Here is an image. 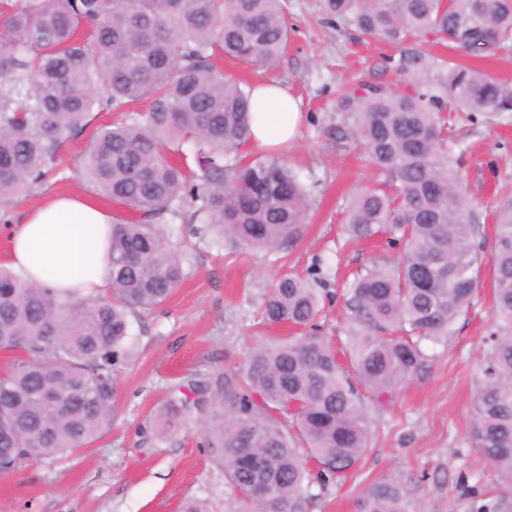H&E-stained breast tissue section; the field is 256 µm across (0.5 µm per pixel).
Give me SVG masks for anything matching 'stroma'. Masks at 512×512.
<instances>
[{"instance_id": "1", "label": "stroma", "mask_w": 512, "mask_h": 512, "mask_svg": "<svg viewBox=\"0 0 512 512\" xmlns=\"http://www.w3.org/2000/svg\"><path fill=\"white\" fill-rule=\"evenodd\" d=\"M289 8L291 46L275 67L247 69L224 59L217 65L228 78L250 86L273 82L298 99L304 120L279 154L315 188L310 224L275 255L228 242L218 247L192 235L190 225L175 224L187 278L166 304L131 325L142 353L120 375L111 431L65 462L25 466L0 478V512H180L188 499L204 501L209 512H255L212 464L199 416L186 417L171 438L153 434L150 426L171 387L241 369L263 339L292 335V328L268 327L259 318L267 289L286 272L307 277L326 293L322 329L344 343L352 316L346 279L402 253L383 239L369 245L349 241L342 222L348 193L375 174L365 159L323 131L338 84L391 83L389 61L399 50L336 28L326 19L323 0H289ZM124 118L112 110L93 112L86 130L68 142L61 173L16 199L0 220L1 264L8 261L11 229L27 210L55 194L94 196L80 175L85 153L103 127ZM456 127L468 201L481 213L490 189L512 178V120H460ZM492 281L493 269L484 265L473 304L452 336L422 341L427 370L371 409L372 437L362 457L345 480L310 485L302 512H358L365 489L393 475L405 482L412 512H477L497 497L512 498V487L477 452L469 427L485 339L495 329Z\"/></svg>"}]
</instances>
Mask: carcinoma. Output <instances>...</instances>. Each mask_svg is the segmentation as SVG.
Wrapping results in <instances>:
<instances>
[{
  "label": "carcinoma",
  "instance_id": "1",
  "mask_svg": "<svg viewBox=\"0 0 512 512\" xmlns=\"http://www.w3.org/2000/svg\"><path fill=\"white\" fill-rule=\"evenodd\" d=\"M329 22L401 47V83L340 91L327 126L383 176L354 188L346 232L404 244L398 262L350 285L348 343L321 333L324 298L284 274L265 295V325L305 329L255 347L241 373L181 384L156 416L169 437L188 414L204 445L259 512H301L306 484L351 469L371 437L369 404L427 368L421 342L452 334L470 308L484 257L480 216L448 114L512 113V84L412 43L452 54L512 50V0H324ZM288 0H0V205L29 194L60 165L94 108L126 120L99 131L82 176L136 212L113 224L110 294L75 298L0 267V475L83 451L112 426L119 374L138 345V314L164 305L185 276L174 221L203 224L248 248L276 251L309 223L314 190L276 156L249 158L250 91L224 79L225 57L272 68L288 52ZM492 317L496 329L475 397L477 451L512 485V191L495 195ZM398 478L372 484L360 512H409Z\"/></svg>",
  "mask_w": 512,
  "mask_h": 512
}]
</instances>
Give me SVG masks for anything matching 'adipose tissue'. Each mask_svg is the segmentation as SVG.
Wrapping results in <instances>:
<instances>
[{
    "label": "adipose tissue",
    "instance_id": "1",
    "mask_svg": "<svg viewBox=\"0 0 512 512\" xmlns=\"http://www.w3.org/2000/svg\"><path fill=\"white\" fill-rule=\"evenodd\" d=\"M253 147L294 139L302 122L297 100L274 84L251 99ZM112 218L84 195L58 196L28 210L11 232L9 263L23 277L56 290L100 293L109 281Z\"/></svg>",
    "mask_w": 512,
    "mask_h": 512
}]
</instances>
